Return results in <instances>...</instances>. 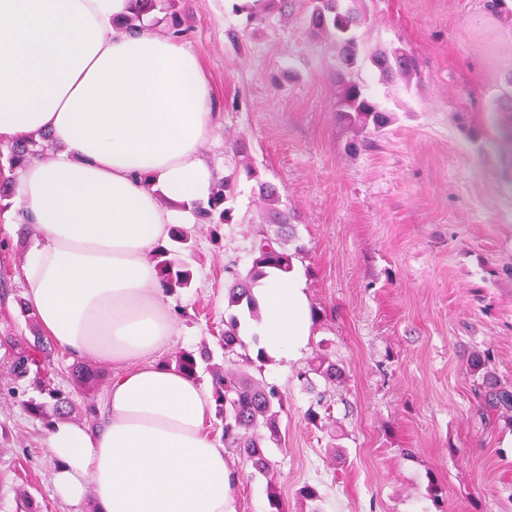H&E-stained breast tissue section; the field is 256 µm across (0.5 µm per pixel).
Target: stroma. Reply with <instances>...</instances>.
<instances>
[{
    "mask_svg": "<svg viewBox=\"0 0 512 512\" xmlns=\"http://www.w3.org/2000/svg\"><path fill=\"white\" fill-rule=\"evenodd\" d=\"M368 53L357 73L391 123L372 143L336 110L339 52L310 34L311 0H288L246 25L233 0H178V39L198 56L217 126L201 154L215 179L235 172L245 143L254 178L229 200L236 223L219 239L195 228L190 288L169 293L180 334L173 350L215 346L231 316L227 267L246 272L253 225L265 223L258 181L276 184L306 255L314 324L296 360L267 363L283 394L273 479L236 449L237 512H512V426L483 421L468 357L492 354L512 384V150L500 144L498 102L512 91V19L482 0H359ZM404 47L420 62L411 83L383 81L369 55ZM14 197L0 199V512L26 488L40 512H73L52 495L56 459L45 420L23 402L33 377L11 373L14 345L41 333L25 320L21 261L36 233L10 235ZM328 345L345 380L318 424L297 379ZM435 474L442 505L427 476ZM306 484L321 498L298 495Z\"/></svg>",
    "mask_w": 512,
    "mask_h": 512,
    "instance_id": "1",
    "label": "stroma"
}]
</instances>
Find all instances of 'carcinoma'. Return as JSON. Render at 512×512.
<instances>
[{
	"mask_svg": "<svg viewBox=\"0 0 512 512\" xmlns=\"http://www.w3.org/2000/svg\"><path fill=\"white\" fill-rule=\"evenodd\" d=\"M175 0H136L135 12L124 18L121 26L135 32L142 29L144 19L150 17L160 23L158 14L174 7ZM357 0H312L309 15V27L317 34L327 33L340 47V99L339 111L363 130L380 133L389 123L390 116L380 110L378 104L368 97L354 72L359 67L361 44L359 34L362 19L355 7ZM370 59L380 75L388 80H409L418 71L416 59L401 49L391 53L375 52ZM37 141L16 140L11 142L9 163L20 164L30 155L37 154ZM237 177L226 176L213 185L207 202H193L191 207L196 217L211 228L217 229L234 220L233 209L226 202L233 194ZM258 195L263 202L265 212L272 218L273 224H258L252 232L249 255L250 268L244 275H236L228 288V300L233 305L246 304L250 316L259 318V306L253 289L260 281L269 277L271 272L288 273L293 269L294 261L299 259L304 249L297 246L288 250L286 246L289 224L280 208L281 194L276 186L268 182L258 183ZM194 249L193 230L179 227L171 233L170 243L159 247L153 259L167 292L190 287L193 279L191 266L182 259ZM224 361L237 362L239 368L232 369L212 362L211 351L203 346L197 350L181 349L171 356L166 364L174 365L187 376L198 377L201 365L211 377L215 414L224 422V447L236 448L244 454L253 467L261 474L270 476L271 463L265 453V442L276 441L280 437L279 413L283 408V395L279 389L266 382L262 365L270 358L261 350L251 357L248 344L240 337V322L233 317L224 323V332L219 338ZM51 347L34 337V341L15 344L11 365L17 378L28 376L31 368H43L51 358ZM490 352L476 354L470 358V369L475 375L482 374V380L475 382V393L480 406L512 416V385L491 384L484 373L490 364ZM315 374L323 381L334 386L342 380V372L336 367L328 354L327 346H322L307 365V370L299 374L306 381L310 392L316 391L309 374ZM74 392L90 395L105 379V374L97 367L77 362L70 367ZM49 397L47 401L30 399L24 403L26 411L33 417L47 420L54 417L65 419L72 410L71 395L44 385H39Z\"/></svg>",
	"mask_w": 512,
	"mask_h": 512,
	"instance_id": "carcinoma-1",
	"label": "carcinoma"
}]
</instances>
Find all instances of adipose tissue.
Segmentation results:
<instances>
[{
	"mask_svg": "<svg viewBox=\"0 0 512 512\" xmlns=\"http://www.w3.org/2000/svg\"><path fill=\"white\" fill-rule=\"evenodd\" d=\"M133 7L0 0V141L47 132L62 148L19 173L16 202L41 236L25 299L59 348L113 370L101 427L62 420L46 435L54 493L96 512H235L212 393L161 360L178 325L152 259L210 193V87L176 38L116 27ZM256 297L242 339L299 357L314 326L301 274L268 277Z\"/></svg>",
	"mask_w": 512,
	"mask_h": 512,
	"instance_id": "1",
	"label": "adipose tissue"
}]
</instances>
